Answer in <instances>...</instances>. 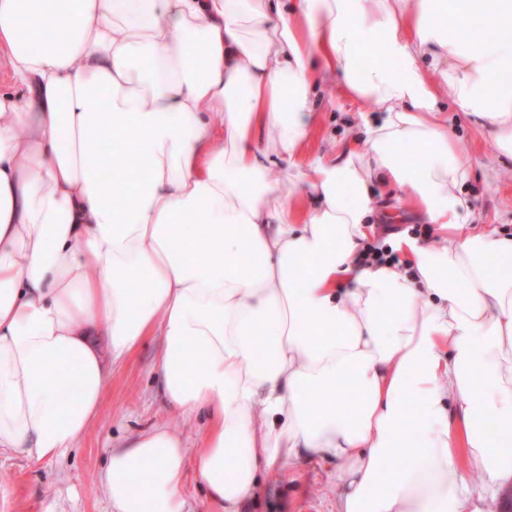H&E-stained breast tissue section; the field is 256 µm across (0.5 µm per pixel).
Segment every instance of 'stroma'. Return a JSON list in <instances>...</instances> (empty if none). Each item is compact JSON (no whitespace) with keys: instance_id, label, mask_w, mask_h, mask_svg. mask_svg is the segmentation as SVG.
Returning <instances> with one entry per match:
<instances>
[{"instance_id":"35a3bbf8","label":"stroma","mask_w":512,"mask_h":512,"mask_svg":"<svg viewBox=\"0 0 512 512\" xmlns=\"http://www.w3.org/2000/svg\"><path fill=\"white\" fill-rule=\"evenodd\" d=\"M317 105L322 133L312 147L321 152L332 141L360 134L363 123L382 117L375 104L356 115L349 102L326 90L318 94ZM444 107L456 150L473 162L464 192L478 223L511 231L512 159L493 155L475 115L450 101ZM158 343V337H148L114 367L94 426L65 457L29 460L0 451V512H111L98 477L109 452L127 436L165 425L181 436L185 448L196 447L208 418L183 415L167 401L154 369ZM334 472V463L302 461L263 475L241 512H336Z\"/></svg>"}]
</instances>
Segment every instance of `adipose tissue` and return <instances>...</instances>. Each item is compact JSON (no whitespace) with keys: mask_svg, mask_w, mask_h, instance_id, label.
I'll use <instances>...</instances> for the list:
<instances>
[{"mask_svg":"<svg viewBox=\"0 0 512 512\" xmlns=\"http://www.w3.org/2000/svg\"><path fill=\"white\" fill-rule=\"evenodd\" d=\"M0 73V450L65 456L157 336L166 399L209 425L191 457L165 426L112 451L113 512H190L189 470L239 512L297 460L335 461L336 512L512 486V234L469 222L439 117L512 158V0H0ZM328 87L383 117L311 154ZM95 139L141 145L145 176L104 192ZM380 183L440 231L403 266L360 262Z\"/></svg>","mask_w":512,"mask_h":512,"instance_id":"adipose-tissue-1","label":"adipose tissue"}]
</instances>
